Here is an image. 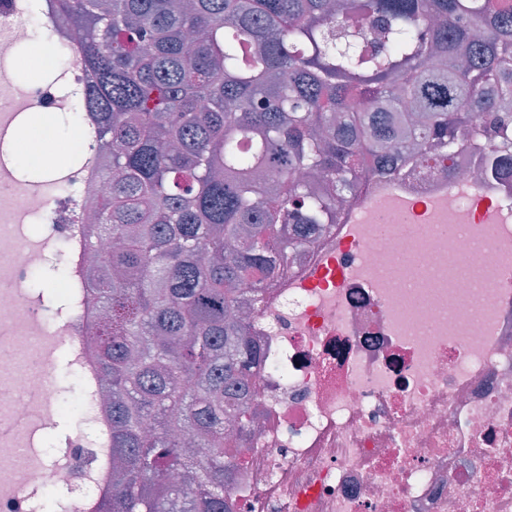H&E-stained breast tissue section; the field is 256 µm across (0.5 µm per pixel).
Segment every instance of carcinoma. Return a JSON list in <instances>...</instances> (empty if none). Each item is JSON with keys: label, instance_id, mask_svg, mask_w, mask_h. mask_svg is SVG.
Masks as SVG:
<instances>
[{"label": "carcinoma", "instance_id": "cac0c4a2", "mask_svg": "<svg viewBox=\"0 0 512 512\" xmlns=\"http://www.w3.org/2000/svg\"><path fill=\"white\" fill-rule=\"evenodd\" d=\"M109 137L90 270L112 385L104 512H229L227 416L258 351L236 310L337 200L466 150L512 166L502 0H58ZM189 434L207 445L197 460Z\"/></svg>", "mask_w": 512, "mask_h": 512}]
</instances>
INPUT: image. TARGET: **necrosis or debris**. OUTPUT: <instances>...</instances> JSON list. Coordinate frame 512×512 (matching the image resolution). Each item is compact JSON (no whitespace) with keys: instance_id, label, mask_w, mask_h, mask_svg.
Wrapping results in <instances>:
<instances>
[{"instance_id":"1","label":"necrosis or debris","mask_w":512,"mask_h":512,"mask_svg":"<svg viewBox=\"0 0 512 512\" xmlns=\"http://www.w3.org/2000/svg\"><path fill=\"white\" fill-rule=\"evenodd\" d=\"M40 23L68 52L52 78L17 83L0 57V171L14 184L0 196V512H35L37 494L65 496L67 512H90L112 489V386L94 362L100 310L87 290L86 213L105 194L109 162L95 115L82 106L90 75L76 52L81 35L56 0H0V40L26 44ZM34 108L80 113V164L45 182L21 179L11 147ZM434 211L388 224L370 208L346 223L351 204L290 255L291 273L241 314L261 353L250 378L247 424L228 487L231 512H512V288L491 286L512 271V250L463 231L468 267L448 275V226L470 212L462 186L495 187L512 208V171L480 172L461 153L428 160L398 181ZM39 232H32L33 223ZM345 270L333 288L301 282L319 263ZM55 273L50 295L27 282ZM66 375H56L60 350ZM72 426L52 454L45 430Z\"/></svg>"}]
</instances>
